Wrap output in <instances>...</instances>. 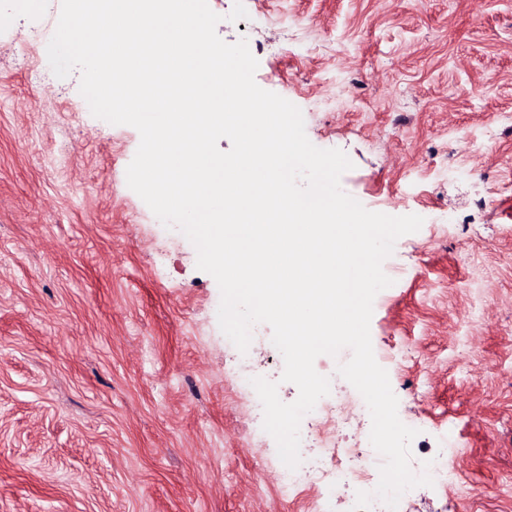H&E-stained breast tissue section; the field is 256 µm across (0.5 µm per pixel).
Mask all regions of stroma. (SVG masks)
Here are the masks:
<instances>
[{
  "label": "stroma",
  "mask_w": 512,
  "mask_h": 512,
  "mask_svg": "<svg viewBox=\"0 0 512 512\" xmlns=\"http://www.w3.org/2000/svg\"><path fill=\"white\" fill-rule=\"evenodd\" d=\"M208 4L310 142L348 155L342 189L423 219L383 263L371 340L417 352L388 370L398 415L447 425L465 492L421 487L409 512H512V0ZM59 12L0 0V512H305L232 384L296 400L272 331L240 356L194 246L127 185L138 131L92 115L79 71L37 79ZM332 401L350 430L304 455L370 430L345 379Z\"/></svg>",
  "instance_id": "35a3bbf8"
}]
</instances>
